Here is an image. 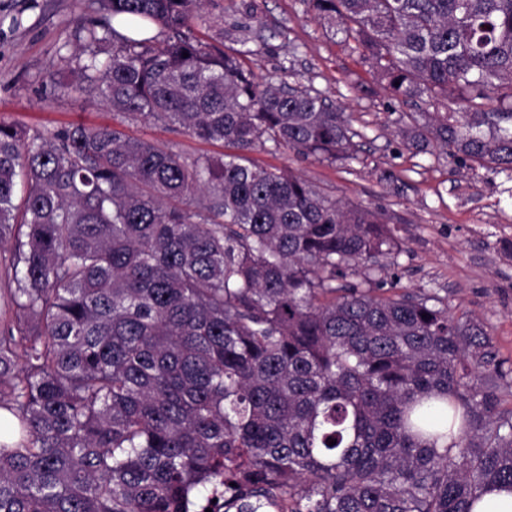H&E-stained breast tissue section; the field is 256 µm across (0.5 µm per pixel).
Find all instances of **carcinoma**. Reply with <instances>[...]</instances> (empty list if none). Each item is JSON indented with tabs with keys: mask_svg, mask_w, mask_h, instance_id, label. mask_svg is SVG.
Segmentation results:
<instances>
[{
	"mask_svg": "<svg viewBox=\"0 0 512 512\" xmlns=\"http://www.w3.org/2000/svg\"><path fill=\"white\" fill-rule=\"evenodd\" d=\"M93 3L72 86L230 151L0 120V512H187L218 485L224 512H472L512 486L484 323L336 284L397 247L386 215L248 158L346 156L348 115L186 36L203 0ZM307 3L394 99L447 102L403 138L512 174V0Z\"/></svg>",
	"mask_w": 512,
	"mask_h": 512,
	"instance_id": "cac0c4a2",
	"label": "carcinoma"
}]
</instances>
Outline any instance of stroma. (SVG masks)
<instances>
[{"mask_svg":"<svg viewBox=\"0 0 512 512\" xmlns=\"http://www.w3.org/2000/svg\"><path fill=\"white\" fill-rule=\"evenodd\" d=\"M92 13L86 0H0V120L43 134L120 123L104 101L72 90L70 57ZM187 36L222 41L242 66L272 85L310 86L348 114L352 154L325 160L259 149L250 160L291 170L342 201L383 212L399 246L357 267L372 287L430 290L459 316L479 317L500 358L512 360V179L463 164L398 132L403 110L344 34L327 30L306 0H205ZM136 139L188 157L221 144L160 121L123 125Z\"/></svg>","mask_w":512,"mask_h":512,"instance_id":"obj_1","label":"stroma"}]
</instances>
